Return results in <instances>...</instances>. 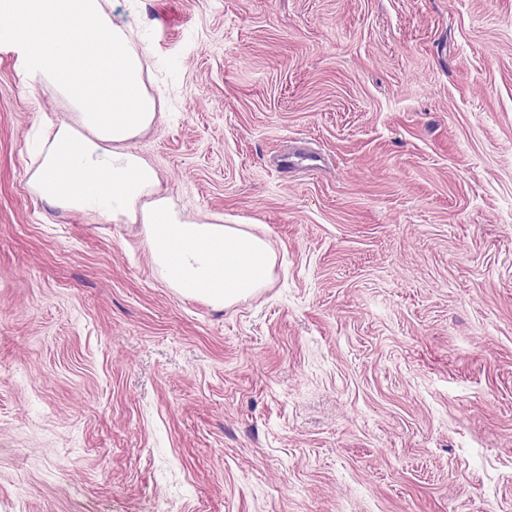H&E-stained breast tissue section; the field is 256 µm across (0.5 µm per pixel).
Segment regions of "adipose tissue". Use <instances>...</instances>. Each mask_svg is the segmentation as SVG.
<instances>
[{"mask_svg":"<svg viewBox=\"0 0 512 512\" xmlns=\"http://www.w3.org/2000/svg\"><path fill=\"white\" fill-rule=\"evenodd\" d=\"M0 17L21 29L26 81L68 109L43 121L30 192L63 210L142 225L155 272L181 295L224 308L267 287L276 255L266 237L220 215L184 214L130 149L159 120L163 99L148 90L145 54L113 22L108 0H0ZM80 31L88 41L77 42Z\"/></svg>","mask_w":512,"mask_h":512,"instance_id":"obj_1","label":"adipose tissue"}]
</instances>
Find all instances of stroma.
<instances>
[{
  "label": "stroma",
  "mask_w": 512,
  "mask_h": 512,
  "mask_svg": "<svg viewBox=\"0 0 512 512\" xmlns=\"http://www.w3.org/2000/svg\"><path fill=\"white\" fill-rule=\"evenodd\" d=\"M109 10L161 191L277 264L217 309L34 196L0 37V512H512V0Z\"/></svg>",
  "instance_id": "35a3bbf8"
}]
</instances>
